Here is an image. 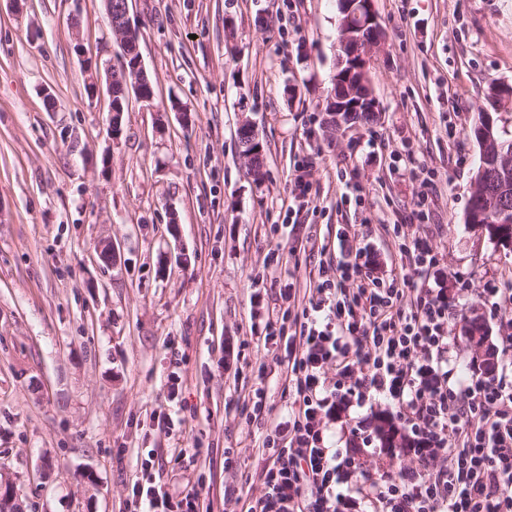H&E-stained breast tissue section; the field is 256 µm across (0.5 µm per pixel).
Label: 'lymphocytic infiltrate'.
<instances>
[{
	"instance_id": "f902f5d3",
	"label": "lymphocytic infiltrate",
	"mask_w": 512,
	"mask_h": 512,
	"mask_svg": "<svg viewBox=\"0 0 512 512\" xmlns=\"http://www.w3.org/2000/svg\"><path fill=\"white\" fill-rule=\"evenodd\" d=\"M344 247L335 279L293 315L268 316L263 338L284 344L283 420L256 387L243 410L270 418L240 512H512V336L499 350L500 371L471 367L458 375L448 334L453 298L421 282L436 256L427 236L400 244L398 276H374L365 247ZM394 411L404 445L387 451V467L371 476L360 451L336 447L329 422L350 407ZM416 466L400 469L401 457ZM188 486L173 499L144 463L127 512H198Z\"/></svg>"
}]
</instances>
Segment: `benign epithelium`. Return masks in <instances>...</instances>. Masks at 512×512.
<instances>
[{"mask_svg":"<svg viewBox=\"0 0 512 512\" xmlns=\"http://www.w3.org/2000/svg\"><path fill=\"white\" fill-rule=\"evenodd\" d=\"M107 14L117 12L121 25L116 30L118 43L121 48L119 67L107 69L111 74L117 69H126L125 61L134 55L130 48L137 44L133 39L135 28L130 19L129 0H118L117 6H112V0H105ZM339 10L347 16L338 48L343 52L339 57L340 64L336 70L342 74L334 80L336 91L328 99L327 112L338 116H352L356 112H378L379 102L370 88L369 67L372 57L384 45V36L379 23L374 0H339ZM357 18L360 24L352 23ZM494 92L498 93L497 111L512 110V84L509 82L495 83ZM473 195L478 205L486 211H492L505 223V218L512 213L506 206V196L500 195L480 182L473 188ZM13 484L7 479H0V512H24L17 495L12 492Z\"/></svg>","mask_w":512,"mask_h":512,"instance_id":"obj_1","label":"benign epithelium"}]
</instances>
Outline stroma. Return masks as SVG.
I'll return each instance as SVG.
<instances>
[{
	"mask_svg": "<svg viewBox=\"0 0 512 512\" xmlns=\"http://www.w3.org/2000/svg\"><path fill=\"white\" fill-rule=\"evenodd\" d=\"M374 6L381 111L331 136L337 0H131L156 93L130 99L114 138L104 66L120 50L103 0H0V475L26 512H125L149 459L169 492L197 487L200 512H234L224 489L244 488L265 433L240 414L258 368L277 411L288 402L257 338L268 309L334 273L341 229L389 275L390 226L417 222L412 170L433 180L428 281L459 299L460 370L475 359L467 320L495 346L512 334V304L481 299L512 279V248L466 222L471 129L489 86L512 82V0ZM246 121L267 151L260 184L238 149ZM306 183L315 201L295 208ZM228 448L240 467L225 469Z\"/></svg>",
	"mask_w": 512,
	"mask_h": 512,
	"instance_id": "stroma-1",
	"label": "stroma"
}]
</instances>
